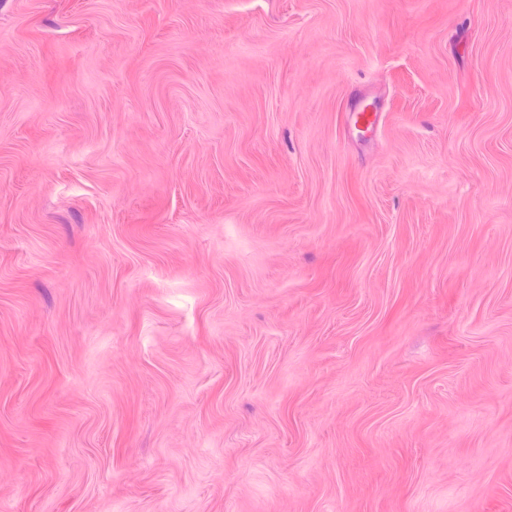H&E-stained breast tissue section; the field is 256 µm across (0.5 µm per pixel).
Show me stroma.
Returning <instances> with one entry per match:
<instances>
[{"label": "stroma", "mask_w": 512, "mask_h": 512, "mask_svg": "<svg viewBox=\"0 0 512 512\" xmlns=\"http://www.w3.org/2000/svg\"><path fill=\"white\" fill-rule=\"evenodd\" d=\"M0 512H512V0H0Z\"/></svg>", "instance_id": "1"}]
</instances>
